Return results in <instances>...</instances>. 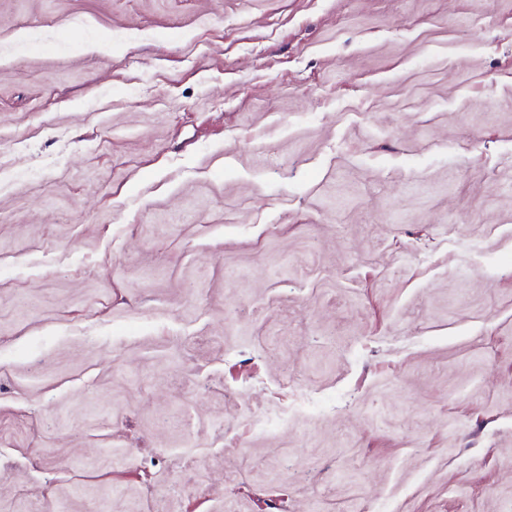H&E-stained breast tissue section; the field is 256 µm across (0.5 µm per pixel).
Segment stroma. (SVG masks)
<instances>
[{
    "instance_id": "obj_1",
    "label": "stroma",
    "mask_w": 512,
    "mask_h": 512,
    "mask_svg": "<svg viewBox=\"0 0 512 512\" xmlns=\"http://www.w3.org/2000/svg\"><path fill=\"white\" fill-rule=\"evenodd\" d=\"M0 512H512V0H0Z\"/></svg>"
}]
</instances>
